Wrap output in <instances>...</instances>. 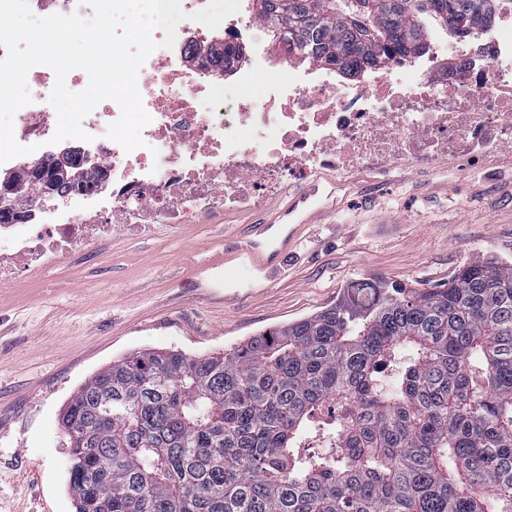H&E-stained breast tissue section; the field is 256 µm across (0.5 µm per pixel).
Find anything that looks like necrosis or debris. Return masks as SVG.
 Instances as JSON below:
<instances>
[{"label":"necrosis or debris","mask_w":512,"mask_h":512,"mask_svg":"<svg viewBox=\"0 0 512 512\" xmlns=\"http://www.w3.org/2000/svg\"><path fill=\"white\" fill-rule=\"evenodd\" d=\"M246 11L217 29L186 21L173 48L159 49L141 66L137 84L151 120L143 147L125 151L107 136L120 108L102 101L82 122L85 157L108 164L109 191H73L45 207L39 229L4 223L11 246L0 252V271L19 262L59 264L89 242L117 229L141 232L153 224H193L202 214L257 203L276 189L278 176L324 169L433 164L445 157L476 160L489 149H512V6L450 50L455 64L438 68L437 53L402 58L371 71L365 82L344 85L318 66L284 65L262 95L224 109L223 86L188 65L194 47L215 38L243 41ZM52 70L27 74L32 98L14 118V137L54 155L57 115L48 98Z\"/></svg>","instance_id":"necrosis-or-debris-1"}]
</instances>
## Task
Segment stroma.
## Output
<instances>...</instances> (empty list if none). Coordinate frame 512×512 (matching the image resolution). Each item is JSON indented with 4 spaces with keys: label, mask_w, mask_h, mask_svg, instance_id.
Masks as SVG:
<instances>
[{
    "label": "stroma",
    "mask_w": 512,
    "mask_h": 512,
    "mask_svg": "<svg viewBox=\"0 0 512 512\" xmlns=\"http://www.w3.org/2000/svg\"><path fill=\"white\" fill-rule=\"evenodd\" d=\"M244 46L249 58L265 50L269 64L247 90L256 96L281 60L262 27ZM320 180L314 194L310 178L293 177L251 207L88 245L64 275L48 266L0 282V512H75L60 414L112 361L158 349L219 354L334 305L364 277L438 288L470 261H512L511 153L489 150L476 168L405 161ZM297 193L288 223L316 209L327 223L307 229L287 276L256 284L248 269L217 268L208 287L190 282L225 238Z\"/></svg>",
    "instance_id": "stroma-1"
}]
</instances>
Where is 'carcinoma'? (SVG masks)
<instances>
[{
  "instance_id": "1",
  "label": "carcinoma",
  "mask_w": 512,
  "mask_h": 512,
  "mask_svg": "<svg viewBox=\"0 0 512 512\" xmlns=\"http://www.w3.org/2000/svg\"><path fill=\"white\" fill-rule=\"evenodd\" d=\"M288 57L360 73L499 0H261ZM333 446L313 449L323 409ZM76 512H512V262L378 277L222 355L132 353L67 401Z\"/></svg>"
}]
</instances>
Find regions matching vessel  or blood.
Listing matches in <instances>:
<instances>
[{
    "instance_id": "b4317fda",
    "label": "vessel or blood",
    "mask_w": 512,
    "mask_h": 512,
    "mask_svg": "<svg viewBox=\"0 0 512 512\" xmlns=\"http://www.w3.org/2000/svg\"><path fill=\"white\" fill-rule=\"evenodd\" d=\"M303 230V225L282 224L273 218L247 225L231 245L225 246L222 256L199 266L197 273L203 276L219 267L244 266L263 282L273 283L282 274Z\"/></svg>"
}]
</instances>
